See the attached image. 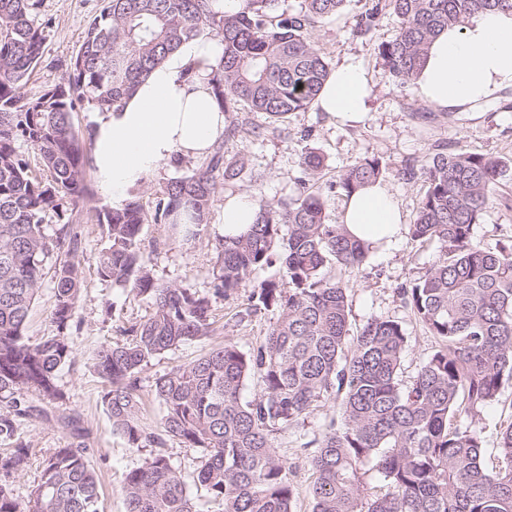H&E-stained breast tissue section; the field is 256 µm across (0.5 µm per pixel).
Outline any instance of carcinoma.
<instances>
[{
  "mask_svg": "<svg viewBox=\"0 0 512 512\" xmlns=\"http://www.w3.org/2000/svg\"><path fill=\"white\" fill-rule=\"evenodd\" d=\"M344 3L300 0L298 9L280 11L275 0H244L241 9L219 15L211 0H105L67 82L26 100L20 89L40 63L45 41L35 22L39 0H0V440L14 444L0 454V512H102L89 448L72 418L71 441L44 460L27 504L8 484L32 455L16 439L19 419L33 411L29 397L63 399L58 373L72 355L65 331L82 286L72 259L54 271L47 335L32 342L24 334L45 259L56 249L73 256L82 247L77 216L52 234L44 224L61 201L75 206L88 193L87 159L72 113L83 102L101 111L120 104L184 43L210 35L224 44L211 78L222 111L262 113L275 130L289 113L310 108L331 77L311 33ZM388 9L398 29L379 54L406 84L440 31L483 13H512V0H371L359 33H370ZM21 142L35 150L44 178L30 175ZM511 166L512 158L441 146L419 169L425 192L410 233L439 243L441 255L399 296L440 345L408 382L402 380V325L379 314L350 335L349 289L331 274L362 265L373 246L351 238L344 225L327 223L323 194L304 181L287 204L260 203L248 233L218 239L213 294L245 288L253 272L277 263L281 278L251 292L254 310L272 311L277 319L248 352L227 341L155 378L160 434L140 424V374L155 357L209 336L215 320L211 296L155 277L142 225L171 224L180 211L196 227L207 223L215 171L233 179L240 168L224 163L218 147L191 175L163 186L153 211L136 195L120 209H103L99 223L109 245L99 257L100 275L153 306L130 328L129 341L103 344L92 357L113 429L131 448H160L169 438L204 449L197 481L220 512H293L289 468L274 442L305 423L317 403L331 400L336 416L300 444L316 473L312 512H512V422L500 430L492 469L483 461L480 434L464 425L512 379V242L489 249L472 238L473 224ZM384 173L379 159L366 158L341 174L336 188L349 197ZM254 376L263 387L244 402L241 393ZM369 469L387 488L384 495L367 493ZM124 503L125 512H201L160 451L128 472Z\"/></svg>",
  "mask_w": 512,
  "mask_h": 512,
  "instance_id": "1",
  "label": "carcinoma"
}]
</instances>
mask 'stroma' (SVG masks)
Here are the masks:
<instances>
[{
    "label": "stroma",
    "instance_id": "1",
    "mask_svg": "<svg viewBox=\"0 0 512 512\" xmlns=\"http://www.w3.org/2000/svg\"><path fill=\"white\" fill-rule=\"evenodd\" d=\"M371 0H346L342 11L316 27L312 42L336 67L348 58L360 60L371 88L368 112L358 123H345L329 113L310 108L294 112L271 130L265 115L250 114V122L259 135L228 138L223 144L225 162H237L243 169L230 181H218L207 224L191 242L172 237L168 225H144L141 237L151 245V266L156 278L201 293H211L215 227L225 195L249 194L255 200L280 205L295 197L301 180H310L327 200V221L339 223L346 198L334 184L339 175L365 158H378L386 170L382 179L393 192L405 224H412L423 194L420 179L409 178L407 169L426 163L435 145L489 156L512 157V88L476 110L448 111L430 109L419 100L411 85L395 81L378 54L381 44L393 39L397 19L387 14L369 35L358 32V23ZM102 0H41L36 20L44 30L45 44L40 65L21 94L35 98L67 80L73 61L89 23L99 16ZM313 148L324 157V166L314 177H307L303 158ZM89 194L78 206L83 231V245L76 259L82 270V292L73 327L67 330L73 348L71 361L58 374L63 400L49 402L34 399V412L20 420L18 433L34 454L24 471L11 477L10 485L19 501H28L40 479L44 460L67 445L69 429L59 417L73 415L85 435L89 459L102 485L103 512H125L122 492L129 471L148 458L151 448L129 447L125 438L113 430L112 421L102 401L103 384L94 373L91 357L106 343H121L128 328L148 318L152 305L145 297L128 288H117L102 279L98 258L108 246L105 230L97 220L100 208L112 201L95 176H88ZM475 241L493 248L512 238V169L500 180L498 195L480 215L472 228ZM440 247L422 243L403 232L395 241L377 246L362 265L349 269L342 279L350 288L351 330H358L374 315L384 314L399 321L407 335L403 363L404 378L415 375L422 360L437 349L438 341L398 296L401 286L423 276L438 261ZM65 251H55L44 267L42 287L32 306L25 334L36 340L46 333L54 294V270L66 260ZM249 289L213 298L216 315L212 336L189 342L153 359L142 377L143 408L141 422L157 428L162 409L151 386L156 377L175 366L188 363L211 347L227 341L242 350L258 346L276 315L271 311L252 310ZM512 419V380L504 384L500 396L472 420L480 432L483 456L492 464L499 454V433ZM172 465L186 482L192 495L204 500L206 493L197 483V471L203 449L188 448L169 440L163 447ZM277 451L289 467L294 488V512H312L310 489L314 474L306 452L295 434L283 432Z\"/></svg>",
    "mask_w": 512,
    "mask_h": 512
}]
</instances>
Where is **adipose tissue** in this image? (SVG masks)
Segmentation results:
<instances>
[{"instance_id": "adipose-tissue-1", "label": "adipose tissue", "mask_w": 512, "mask_h": 512, "mask_svg": "<svg viewBox=\"0 0 512 512\" xmlns=\"http://www.w3.org/2000/svg\"><path fill=\"white\" fill-rule=\"evenodd\" d=\"M224 54L219 38L190 41L170 54L122 105L97 112L91 128L93 167L101 187L119 208L130 191L174 157L199 159L224 139V114L209 73ZM512 87V14L489 12L469 25L443 31L413 80L416 97L437 110L472 108ZM369 86L358 61L336 69L318 98L321 111L347 121L363 116ZM258 213L247 195L225 197L218 230L246 233ZM341 222L354 237L383 244L404 228L402 212L382 183L364 187L345 203Z\"/></svg>"}]
</instances>
